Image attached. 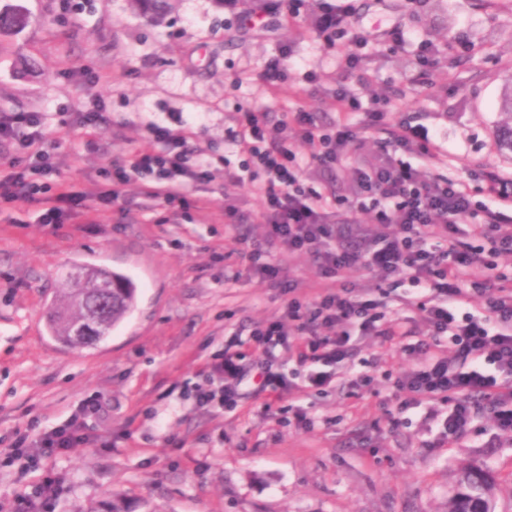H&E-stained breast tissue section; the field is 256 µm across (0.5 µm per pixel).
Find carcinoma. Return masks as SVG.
Wrapping results in <instances>:
<instances>
[{
    "instance_id": "carcinoma-1",
    "label": "carcinoma",
    "mask_w": 512,
    "mask_h": 512,
    "mask_svg": "<svg viewBox=\"0 0 512 512\" xmlns=\"http://www.w3.org/2000/svg\"><path fill=\"white\" fill-rule=\"evenodd\" d=\"M133 7L144 17L158 21L169 11V0H132ZM28 24V14L20 5L0 9V39L11 37ZM504 119L497 129L500 149L512 153V76L505 80L501 97ZM86 295V305L101 300V322L95 335L75 332L85 318L84 306L77 302ZM137 287L127 275L97 266H76L64 276L62 288L54 296L46 319L49 335L58 343L72 348L92 346L108 336L135 308ZM492 499L491 484L485 470L471 467L460 477L458 493L448 504V512H486Z\"/></svg>"
}]
</instances>
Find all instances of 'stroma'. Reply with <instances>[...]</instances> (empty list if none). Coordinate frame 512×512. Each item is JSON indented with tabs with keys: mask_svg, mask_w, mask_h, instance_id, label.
Masks as SVG:
<instances>
[{
	"mask_svg": "<svg viewBox=\"0 0 512 512\" xmlns=\"http://www.w3.org/2000/svg\"><path fill=\"white\" fill-rule=\"evenodd\" d=\"M17 2L31 23L0 42V113H48L60 179L97 191L100 171L145 145L151 122L192 127L191 147L205 150L216 171L200 210H170L133 183L91 216L47 224L27 204L0 214V512H11L14 497L32 491L46 469L59 477L56 512H86L115 497L130 512H447L460 472L473 464L489 475L495 512H512V434L484 417L447 447L429 448L422 415L389 427L394 381L408 367L399 348L376 369L379 345L361 340L355 363L371 381L354 393L297 389L272 408L249 399L233 413L199 407L189 393L213 352L233 337L249 342L250 329L287 303L245 276V246L224 222L231 204L253 238L264 234L256 185L231 178L242 160L231 144L236 109L274 120L310 112L329 128L362 120L337 108L339 86L364 100L390 95L387 122L439 135L455 173L470 176L484 200L482 171H512V154L496 146L512 74V0H357L348 34L366 41L354 69L344 42L318 37L315 0L272 31L240 26L214 0H172L158 23L130 0ZM396 27L405 46L389 36ZM422 40L433 49L425 66L412 54ZM274 61L282 78L260 83ZM91 98L110 121L92 142L72 123ZM379 142L361 129L346 164L308 165L303 176L354 198V170L376 161ZM76 264L124 273L138 288L134 310L111 335L79 350L54 341L44 325L63 273ZM93 398L100 409L87 419L91 443L42 456L34 468L8 455L18 434L56 427ZM296 405L313 430L289 425Z\"/></svg>",
	"mask_w": 512,
	"mask_h": 512,
	"instance_id": "obj_1",
	"label": "stroma"
}]
</instances>
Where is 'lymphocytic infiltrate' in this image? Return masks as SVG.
Listing matches in <instances>:
<instances>
[{
    "label": "lymphocytic infiltrate",
    "instance_id": "obj_1",
    "mask_svg": "<svg viewBox=\"0 0 512 512\" xmlns=\"http://www.w3.org/2000/svg\"><path fill=\"white\" fill-rule=\"evenodd\" d=\"M339 107L363 110L364 128L383 134L378 163L356 169V202L332 199L306 187L297 164L296 143H305L316 168L341 164L358 130L339 123L320 132L314 116L298 112L272 123L264 113H235V143L245 158L235 181L258 182L265 234L249 253V269L269 287L287 294L279 316L252 330L251 343L226 341L201 369L209 387L195 389L199 406L235 411L247 396L267 402L296 389L283 366L294 363L308 387L358 388L370 381L354 364L356 342L374 338L399 347L410 367L396 386L405 396L389 415L390 424L433 402L448 406L441 418L444 439L466 434L483 416L512 433V279L494 273V259L512 254V174H484L486 202L476 203L467 180L437 173L438 146L413 126L384 124L383 112L364 107L348 87L336 92ZM186 131L163 123L147 127V144L113 164L96 198L72 187L52 188L58 166L47 149L40 112H1L0 143L17 142L22 152L0 156V211L21 203L40 205L41 219L56 222L77 210H96L119 199L124 186L143 181L148 197L168 206L187 203L190 187L213 179V164L188 146ZM374 214L358 223L356 210ZM312 257L321 288L306 293L287 279L278 253ZM365 270L377 285L348 280ZM398 278L410 290L403 305L423 312L425 332L392 313L382 282ZM97 402L78 406L58 427L14 451L31 446L41 454L74 448L87 439V418Z\"/></svg>",
    "mask_w": 512,
    "mask_h": 512
}]
</instances>
